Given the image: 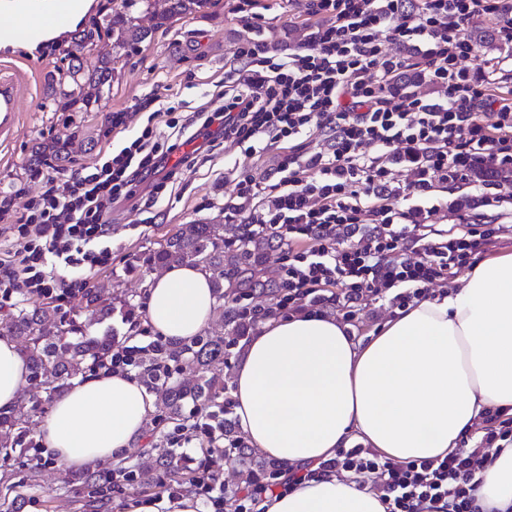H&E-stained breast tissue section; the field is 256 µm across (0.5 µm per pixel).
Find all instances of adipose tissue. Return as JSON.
I'll list each match as a JSON object with an SVG mask.
<instances>
[{"mask_svg":"<svg viewBox=\"0 0 512 512\" xmlns=\"http://www.w3.org/2000/svg\"><path fill=\"white\" fill-rule=\"evenodd\" d=\"M109 9L107 0H0V56L37 57ZM143 302L154 334L174 342L201 333L217 305L208 274L189 266L152 274ZM28 377L17 345L0 338V413L16 407ZM233 400L252 448L296 469L315 468L355 439L396 461L447 456L482 412H512V253L398 311L366 343L330 316H270L244 347ZM150 410L136 372L101 371L52 403L38 440L56 466L92 469L142 443ZM473 483L481 512H512V448L491 453ZM263 507L386 510L346 475L313 476Z\"/></svg>","mask_w":512,"mask_h":512,"instance_id":"adipose-tissue-1","label":"adipose tissue"}]
</instances>
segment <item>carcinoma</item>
Returning a JSON list of instances; mask_svg holds the SVG:
<instances>
[{
  "instance_id": "1",
  "label": "carcinoma",
  "mask_w": 512,
  "mask_h": 512,
  "mask_svg": "<svg viewBox=\"0 0 512 512\" xmlns=\"http://www.w3.org/2000/svg\"><path fill=\"white\" fill-rule=\"evenodd\" d=\"M211 0H168V7L161 13L152 10V0H112V14L103 19L102 27L112 39V49H132L144 42L152 32L133 15L140 10L151 15L154 27L164 26L175 16L199 13L208 8ZM110 53L100 52L93 57L73 56L67 69L70 90L61 91L68 105L78 103L88 106L99 101L100 92L111 85ZM70 139L57 140L37 147L34 160L47 154L58 160L69 157ZM269 238L251 235L240 224H183L169 235L156 249L135 256L128 272L145 276L154 267L173 264L201 266L211 274L212 288L218 305L215 317L225 321L227 331H204L189 342L163 341L148 348L128 349V363L138 370L141 383L155 394L165 417L179 421L188 405L200 414L202 423L212 426L217 435L224 437L230 451L251 449L235 435L234 425L224 417V391L230 377L224 374V349L245 340L249 330L257 323L259 315L245 309L224 310V298L232 289H224V279L241 270L244 264H259ZM86 307L91 309L93 322L103 324L116 314L132 325L137 324L139 305L134 299L114 303L102 297L97 285L89 286L83 293ZM0 336L22 342L24 358L29 368V381L52 401L74 380L111 363L119 341L111 329L101 334L89 332L74 320L57 325L50 321L47 311L19 307L0 319ZM195 373L193 383L175 377L177 371ZM27 404H19L8 414L0 413V458L7 462L24 458L32 472L43 465V458L30 453L31 441L27 432ZM204 459L194 461L177 453L175 448H151L133 465L82 474L78 482L83 488L87 505L93 506L109 499V495L122 480L136 481L150 487L156 475H177L197 484L201 471L209 469L212 453L204 451ZM277 462L260 464L239 471L241 483L249 485L279 473Z\"/></svg>"
}]
</instances>
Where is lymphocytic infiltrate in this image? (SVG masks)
Here are the masks:
<instances>
[{"label": "lymphocytic infiltrate", "mask_w": 512, "mask_h": 512, "mask_svg": "<svg viewBox=\"0 0 512 512\" xmlns=\"http://www.w3.org/2000/svg\"><path fill=\"white\" fill-rule=\"evenodd\" d=\"M309 40L285 54L257 40L239 45L224 72V101L182 123L156 102L135 137L101 163L41 172L45 190L14 223L0 226V298L62 301L82 293L84 267L112 256V206L133 195L166 141L191 144L218 126L255 156L283 145L277 180L244 172L224 204L227 220L250 205L248 224L283 249L289 314L344 308L353 320L363 293H392L397 308L426 298L430 285L473 266L511 224L444 229L429 223L432 195L448 180L471 181L482 205L512 201V182L486 193L483 164L512 170V0H306ZM499 17L490 35L501 54L477 61L459 30L477 15ZM418 71L428 92L404 88ZM374 153H367V146ZM412 180L390 202L391 173ZM67 193H57L58 178ZM476 441L444 458L406 463L368 448L319 463L376 492L387 512H476L472 479L491 448L512 445V416L478 423Z\"/></svg>", "instance_id": "obj_1"}]
</instances>
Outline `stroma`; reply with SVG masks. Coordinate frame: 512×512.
Wrapping results in <instances>:
<instances>
[{
	"mask_svg": "<svg viewBox=\"0 0 512 512\" xmlns=\"http://www.w3.org/2000/svg\"><path fill=\"white\" fill-rule=\"evenodd\" d=\"M268 23L261 33L269 49L291 46L292 30H308L302 0H264ZM248 29L230 13L225 0H212L203 12L167 23L154 31L138 49L111 55L112 83L96 104L66 107L64 98L53 97L49 83L67 70L70 58L55 48L37 58L17 57L29 81L30 93L21 105L22 117L13 140L0 147V195L12 194L14 210H22L41 190L32 174L36 146L73 133L84 138L69 158L72 167L92 165L100 153L122 146L137 134L150 113L145 100L155 96L170 101L176 116L197 111L203 105L219 106L224 89V65L236 46L252 39ZM124 114L125 132L113 131L111 117ZM245 148L214 140L209 151L199 156L161 192L143 184L136 195L117 206L111 215L112 236L122 247L113 251L112 263L88 271L89 282H101L114 300L141 293L138 275L128 273L132 258L157 247L181 224H220L224 201L232 197L243 165ZM441 206L432 223L451 227L466 219L474 224H511L512 207H467L468 184L451 181L436 191ZM68 475L50 466L33 473L16 463L0 467V489L12 485L25 488L22 512H123L128 499L142 496L137 484L121 483L100 508L86 506L81 492L67 485Z\"/></svg>",
	"mask_w": 512,
	"mask_h": 512,
	"instance_id": "obj_1",
	"label": "stroma"
}]
</instances>
